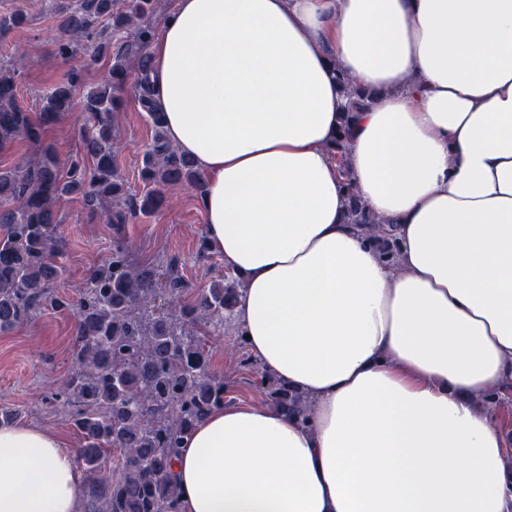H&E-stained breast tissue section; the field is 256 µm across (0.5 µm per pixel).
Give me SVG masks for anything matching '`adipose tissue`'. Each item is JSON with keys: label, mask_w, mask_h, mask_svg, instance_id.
I'll use <instances>...</instances> for the list:
<instances>
[{"label": "adipose tissue", "mask_w": 512, "mask_h": 512, "mask_svg": "<svg viewBox=\"0 0 512 512\" xmlns=\"http://www.w3.org/2000/svg\"><path fill=\"white\" fill-rule=\"evenodd\" d=\"M149 53L245 346L313 400L305 425L215 408L174 462L182 512H512L474 403L512 378V0H176ZM340 69L371 94L347 165L395 267L344 219ZM83 494L61 438L0 424V512Z\"/></svg>", "instance_id": "1"}]
</instances>
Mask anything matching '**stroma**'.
I'll return each mask as SVG.
<instances>
[{
	"label": "stroma",
	"instance_id": "obj_1",
	"mask_svg": "<svg viewBox=\"0 0 512 512\" xmlns=\"http://www.w3.org/2000/svg\"><path fill=\"white\" fill-rule=\"evenodd\" d=\"M50 3L51 0H0V15L20 8L28 16L24 28L0 38V65L18 68V98L32 111L37 110L43 90L68 68L82 63L76 57L65 64L54 56L56 25ZM116 124L115 150L120 172L129 187L142 189L139 170L153 136V126L129 95L124 98ZM58 210L62 217L59 231L66 243L59 290L74 297L88 270L107 258L112 246V227L103 221L87 220L79 203L71 198L62 199ZM205 232L200 201L194 188L188 185L170 187L162 212L138 219L123 229L130 251L141 260L152 259L161 252L183 257L184 275L197 288L225 273L222 258H214L206 266L193 260ZM74 328L73 315L49 310L31 323L0 332V404L22 410L25 423L61 434L72 448L79 444L73 426L63 407L49 404L47 398L61 387L75 365ZM211 346V371L224 380L225 407L267 405L260 383L263 367L258 362L250 367L243 365L247 350L241 338L216 336Z\"/></svg>",
	"mask_w": 512,
	"mask_h": 512
}]
</instances>
